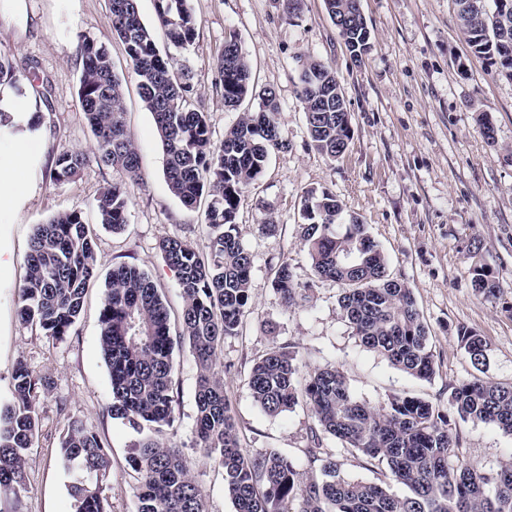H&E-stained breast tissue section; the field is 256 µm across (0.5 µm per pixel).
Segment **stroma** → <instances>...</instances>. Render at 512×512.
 <instances>
[{"label": "stroma", "instance_id": "obj_1", "mask_svg": "<svg viewBox=\"0 0 512 512\" xmlns=\"http://www.w3.org/2000/svg\"><path fill=\"white\" fill-rule=\"evenodd\" d=\"M197 36L184 49L173 48L156 27L154 0H139L146 23L155 27L161 52L195 74L194 107L207 112L215 141L238 120L214 85L216 56L229 31H236L257 88L274 89L280 103L277 122L288 147L272 151L267 166L243 197L236 224L254 255L253 308L239 335L226 338L221 362L230 365L224 395L248 451L277 448L305 463L310 445V411L270 417L255 405L247 380L252 364L273 343L297 344L308 367L343 371L352 395L369 405L388 395L408 393L447 399L449 387L475 373L457 341L458 327L483 336L489 345L485 375L512 383V80L491 74L469 46L454 0H361L371 32L363 59L348 51L329 18L324 0H304L303 11L286 21L276 0H191ZM108 0H0V51L32 61L50 91L41 109L43 133L35 140L17 207L0 212V250L13 263L0 269V404L11 398L12 371L25 362L52 387L40 400V428L27 463V490L20 503L0 501V512H71L68 487L73 472L60 456L68 417L81 419L104 442L112 461L106 486L107 512H136V475L128 465L143 435L113 418L109 370L100 350L98 316L104 278L116 265L134 264L156 282L178 325L183 301L159 245L182 237L205 250L204 206L185 207L165 181L164 156L153 117L138 94L137 76L123 45L107 23ZM105 45L125 78L126 124L138 150L140 180L131 185L128 222L120 233L98 224L94 200L121 173L89 163L63 184L46 174L53 159L67 151L93 154L95 139L78 100L81 59L75 31ZM313 58L335 71L346 92L352 139L346 153L328 160L309 139L298 76ZM493 137H485L481 118ZM325 189L367 224L388 258L391 276L407 282L429 328L436 374L419 381L365 349L341 317V287L316 282L311 302L286 308L271 286V262L284 258L301 280L311 279L299 226L302 198L310 188ZM82 212L96 242L98 264L81 315L60 339L46 336L18 314L30 240L36 225L51 217ZM274 217L278 230L259 234L257 226ZM495 272L498 302L478 297L471 285L472 239ZM278 325L276 335L265 321ZM175 421L161 438L179 448L207 500L208 512H234L224 493V476L195 445L196 368L188 350L174 353ZM459 451L490 472L512 458V435L481 422L453 419Z\"/></svg>", "mask_w": 512, "mask_h": 512}]
</instances>
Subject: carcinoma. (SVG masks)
Returning a JSON list of instances; mask_svg holds the SVG:
<instances>
[{
	"mask_svg": "<svg viewBox=\"0 0 512 512\" xmlns=\"http://www.w3.org/2000/svg\"><path fill=\"white\" fill-rule=\"evenodd\" d=\"M461 27L475 53L494 74L512 80V0H455ZM331 20L349 15L339 27L349 51L361 58L370 50V29L360 0H325ZM156 22L177 48L194 43L198 21L190 0H155ZM108 23L124 46L138 77L141 101L151 112L164 153L170 192L187 207L208 198L205 227L208 253L201 255L179 237L160 244L167 266L181 288L180 328L171 333L170 315L152 277L134 264L113 267L105 280L99 344L108 366L112 414L133 428L160 432L173 425L175 373L173 353L185 346L196 367V445L224 472V491L235 512H512V458L488 476L459 457L451 417L483 422L512 435V384L483 376L488 343L467 327L458 343L477 375L451 389L448 409L408 394H394L370 407L350 392L335 366L302 369L292 344H274L258 356L248 376L254 403L278 416L300 404L314 418L313 446L306 466L277 448L250 453L241 447L239 429L224 397V339L236 336L251 309L253 255L237 235L236 217L245 192L265 170L270 153L288 148L276 121V92L256 91L240 39L230 33L216 59L224 104L236 110L250 97L258 108L243 112L216 144L206 113L190 107L194 74L184 66L174 75V60L160 51L153 29L141 18L138 0H109ZM82 60L78 98L96 138L100 166L121 172L125 180L104 187L94 202L98 223L117 232L127 223L129 185L139 179V158L125 124L124 86L108 49L92 37L76 34ZM33 66L18 65L0 53V137L34 136L41 115L28 117L3 106L4 93L26 94ZM299 99L314 148L336 159L349 145V113L341 111L346 93L323 62L302 64ZM81 151L58 155L49 169L55 184L73 179L86 165ZM300 240L313 278L302 281L282 258L272 266L271 285L288 307L303 306L318 280L341 285L337 303L342 318L360 343L390 365L419 380L435 375L428 327L412 288L388 271V260L371 239L367 225L347 216L326 189L311 188L302 200ZM481 242L469 250L472 288L487 301L499 298L495 273L476 260ZM97 257L82 212L57 215L38 225L27 257L19 316L46 335H67L81 312ZM13 393L0 404V495L26 491V455L39 429V402L49 381L16 363ZM329 437L345 451L362 454L384 476L407 488L404 495L379 484L342 476L335 454L323 448ZM60 453L75 471L70 485L74 512H106L104 482L111 467L101 438L72 418L61 438ZM129 466L137 474L136 512H208L203 492L180 452L160 440L135 445Z\"/></svg>",
	"mask_w": 512,
	"mask_h": 512,
	"instance_id": "cac0c4a2",
	"label": "carcinoma"
}]
</instances>
